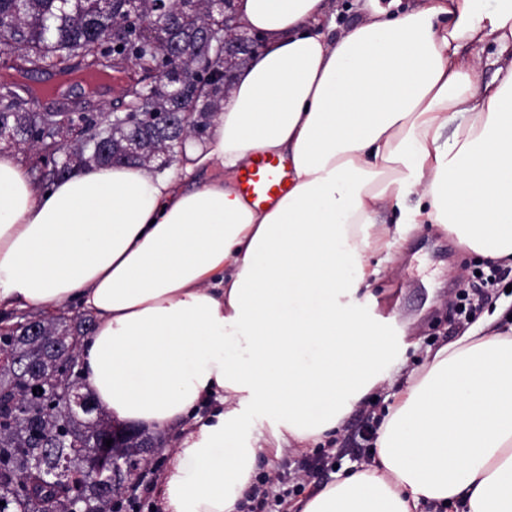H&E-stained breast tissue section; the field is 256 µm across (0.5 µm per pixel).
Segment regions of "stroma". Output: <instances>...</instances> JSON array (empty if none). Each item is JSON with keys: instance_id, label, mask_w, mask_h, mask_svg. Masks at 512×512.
<instances>
[{"instance_id": "1", "label": "stroma", "mask_w": 512, "mask_h": 512, "mask_svg": "<svg viewBox=\"0 0 512 512\" xmlns=\"http://www.w3.org/2000/svg\"><path fill=\"white\" fill-rule=\"evenodd\" d=\"M391 255L380 277L369 289L355 294L350 306L366 317L388 316L393 370H417L425 363L427 348L439 347L461 333L451 303L467 289L471 273L482 259L461 247L455 236L438 224L402 225ZM389 392V386H382L375 399L361 402L347 416L340 438L329 448L333 466L314 468L310 465L314 452L287 451L278 457H261L259 478L285 476V487L295 497L334 481L336 468L372 461L374 423L386 408ZM161 442L155 463L144 475L147 491L138 512H160L162 478L171 466L173 439L165 436Z\"/></svg>"}]
</instances>
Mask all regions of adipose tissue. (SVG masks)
<instances>
[{
    "label": "adipose tissue",
    "instance_id": "1",
    "mask_svg": "<svg viewBox=\"0 0 512 512\" xmlns=\"http://www.w3.org/2000/svg\"><path fill=\"white\" fill-rule=\"evenodd\" d=\"M394 2L335 37L329 0H238L265 45L182 176L122 164L43 188L0 152V308L94 315L99 406L182 427L163 512H238L262 453L336 440L386 381L373 462L291 512H512V320L478 318L400 377L383 322L346 303L381 273L392 209L512 259V60L484 84L459 54L512 50V0ZM259 153L294 173L265 209L238 193Z\"/></svg>",
    "mask_w": 512,
    "mask_h": 512
}]
</instances>
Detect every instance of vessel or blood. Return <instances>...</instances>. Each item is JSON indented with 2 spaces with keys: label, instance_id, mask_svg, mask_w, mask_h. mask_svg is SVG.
<instances>
[{
  "label": "vessel or blood",
  "instance_id": "b4317fda",
  "mask_svg": "<svg viewBox=\"0 0 512 512\" xmlns=\"http://www.w3.org/2000/svg\"><path fill=\"white\" fill-rule=\"evenodd\" d=\"M291 180L287 162L273 155L258 154L241 173L240 193L252 207L263 208L282 196Z\"/></svg>",
  "mask_w": 512,
  "mask_h": 512
}]
</instances>
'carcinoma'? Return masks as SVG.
Returning <instances> with one entry per match:
<instances>
[{"label":"carcinoma","mask_w":512,"mask_h":512,"mask_svg":"<svg viewBox=\"0 0 512 512\" xmlns=\"http://www.w3.org/2000/svg\"><path fill=\"white\" fill-rule=\"evenodd\" d=\"M129 0H111L104 7L100 0H0V55L19 63L12 67L11 79L0 81V127L12 130L17 142L43 152V157L58 155L52 169L38 177L41 182L57 181L77 167L107 166L118 163L126 138L137 133L143 142L144 154L132 164L148 165V156L180 138L203 135L209 128L208 114L217 112L224 100V85L208 86L206 95L196 93L194 83L175 82L159 86L155 93L141 97L131 90L126 95L124 111L130 122L117 125L112 119L101 121L86 112H35L30 108L34 88L18 81L38 71H51L58 76L70 75L73 59L91 74L112 66L101 62L113 55L130 54L148 64L168 61L165 46L141 44L127 40L121 49L107 37L115 22L127 13ZM174 17L175 36L182 45L177 62L194 68L202 60L213 66H224L219 42L206 46L204 33L209 29L224 30L222 16L210 11L204 0H168ZM186 111L183 122L165 132L158 131L147 118L151 112ZM81 123L84 140L65 148L58 146L56 130L62 124ZM39 335L23 336L16 345V354L24 363L47 367L62 355L79 356L84 336L92 332L91 319L86 316L39 319ZM61 335L59 347L46 345L45 336ZM111 424V418L78 414L63 419L47 403L34 399L26 379L18 367L0 366V512H26L31 502L41 503L50 512H66L70 488L65 484L47 482L45 476L28 467L39 456L48 469L63 466L81 482L85 467V447L92 444L93 434ZM91 512H100L112 505V512H121V502L112 501V488L95 482L84 487Z\"/></svg>","instance_id":"1"}]
</instances>
